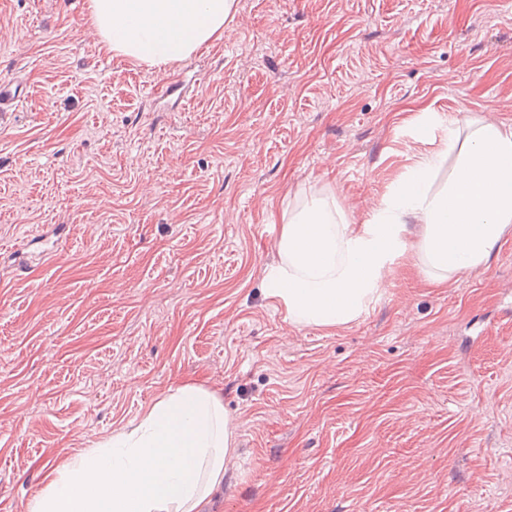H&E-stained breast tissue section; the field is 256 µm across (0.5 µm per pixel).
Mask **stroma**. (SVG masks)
<instances>
[{
    "label": "stroma",
    "mask_w": 512,
    "mask_h": 512,
    "mask_svg": "<svg viewBox=\"0 0 512 512\" xmlns=\"http://www.w3.org/2000/svg\"><path fill=\"white\" fill-rule=\"evenodd\" d=\"M0 24V512L186 384L236 426L204 512H512V227L439 285L408 224L333 328L267 295L297 200L365 223L449 125H512V0H237L158 69L83 40L88 0Z\"/></svg>",
    "instance_id": "stroma-1"
}]
</instances>
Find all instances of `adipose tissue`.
Returning a JSON list of instances; mask_svg holds the SVG:
<instances>
[{"instance_id":"ef3b65f1","label":"adipose tissue","mask_w":512,"mask_h":512,"mask_svg":"<svg viewBox=\"0 0 512 512\" xmlns=\"http://www.w3.org/2000/svg\"><path fill=\"white\" fill-rule=\"evenodd\" d=\"M234 6L235 0H89L96 32L112 52L152 67L220 36ZM468 128L465 136L449 128L443 149L408 171L365 224L348 223L327 196L290 213L280 264L268 273L269 293L289 322L333 327L356 319L403 247L409 221L421 226L418 249L437 283L489 261L512 226V128L485 121ZM236 451L221 398L186 384L161 396L130 428L73 458L33 493L25 512H200Z\"/></svg>"}]
</instances>
